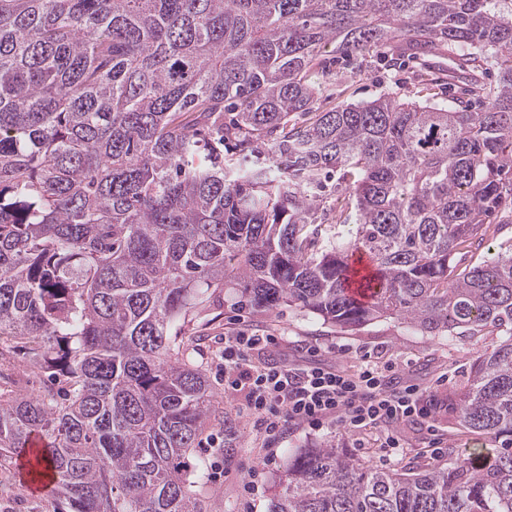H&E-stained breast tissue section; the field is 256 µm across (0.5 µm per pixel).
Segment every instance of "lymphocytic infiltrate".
<instances>
[{
	"instance_id": "lymphocytic-infiltrate-1",
	"label": "lymphocytic infiltrate",
	"mask_w": 512,
	"mask_h": 512,
	"mask_svg": "<svg viewBox=\"0 0 512 512\" xmlns=\"http://www.w3.org/2000/svg\"><path fill=\"white\" fill-rule=\"evenodd\" d=\"M279 345L271 334L239 330L224 336V396L237 403L240 417L254 421L265 445L278 442L292 425L333 424L355 434L382 427L381 446L390 457L403 449L393 427L429 415L435 404L419 385L391 386L384 368L366 358L352 371L266 363L264 354Z\"/></svg>"
}]
</instances>
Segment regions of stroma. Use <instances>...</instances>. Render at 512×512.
I'll return each mask as SVG.
<instances>
[{"instance_id": "35a3bbf8", "label": "stroma", "mask_w": 512, "mask_h": 512, "mask_svg": "<svg viewBox=\"0 0 512 512\" xmlns=\"http://www.w3.org/2000/svg\"><path fill=\"white\" fill-rule=\"evenodd\" d=\"M458 61V54L443 50L428 61L410 59L402 68L393 69L372 56L363 61L356 78L337 88L333 95L321 97L317 106L328 110L360 104L387 91L419 102L456 100L463 96L462 85L453 76ZM421 71L429 75L428 83H420L417 74ZM234 297V290H227L225 301L211 304L201 316L177 324L172 330L184 341L190 358L205 371L210 383L215 416L208 421L205 432L226 442L225 447L210 452L194 448L189 456L190 467L203 473L194 490L203 499L206 512H269L271 499L278 491L279 475L287 460L303 448L331 445L373 468L402 470L416 465L442 467L450 459L469 455L478 446V437L463 430L457 414L444 408L401 425L398 432L406 449L388 462L379 453L382 429L358 435L334 426L320 431L298 426L284 436L277 447L276 463L263 473L262 496L248 501L245 484L251 468L260 465L264 451L258 444L254 423L241 418L236 404L224 397L225 332L245 328L283 337L279 351L271 356L275 362L286 359L300 363L307 360L308 348L321 347L325 350V364L350 370L362 355L368 354L378 363L395 364L394 385L415 383L443 401L449 391L463 387L471 360L496 345L498 338L493 334L428 336L393 320L373 322L350 332L285 305L268 313H242L235 308ZM341 345L349 347V354H338ZM7 346L13 352L0 360V397H23L57 385V378L27 368L25 347L12 345L10 338H1L0 347ZM434 437L444 447L442 455L435 459L427 450Z\"/></svg>"}]
</instances>
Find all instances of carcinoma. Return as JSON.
<instances>
[{
    "label": "carcinoma",
    "instance_id": "cac0c4a2",
    "mask_svg": "<svg viewBox=\"0 0 512 512\" xmlns=\"http://www.w3.org/2000/svg\"><path fill=\"white\" fill-rule=\"evenodd\" d=\"M439 44L497 69L483 111L315 109L357 74L329 73L328 47ZM505 210L512 0H0V336L67 387L0 402V460L50 471L68 512H205L188 458L210 386L171 328L226 288L341 329L501 334L448 408L512 436V244L475 256ZM282 484L270 512H512V448L412 472L308 448Z\"/></svg>",
    "mask_w": 512,
    "mask_h": 512
}]
</instances>
